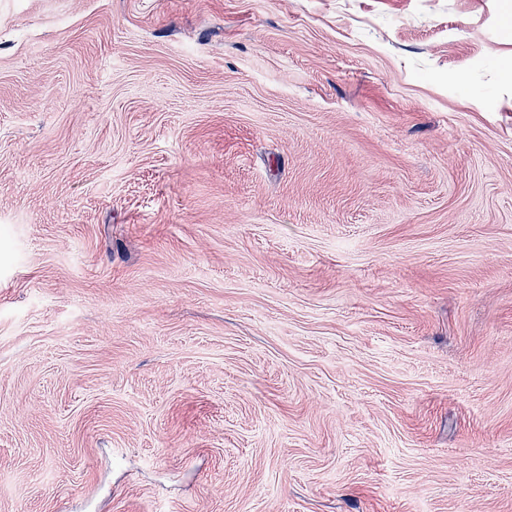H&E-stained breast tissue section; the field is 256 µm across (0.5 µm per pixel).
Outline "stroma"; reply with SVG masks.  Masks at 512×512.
Returning <instances> with one entry per match:
<instances>
[{
    "label": "stroma",
    "instance_id": "obj_1",
    "mask_svg": "<svg viewBox=\"0 0 512 512\" xmlns=\"http://www.w3.org/2000/svg\"><path fill=\"white\" fill-rule=\"evenodd\" d=\"M512 0H0V512H512Z\"/></svg>",
    "mask_w": 512,
    "mask_h": 512
}]
</instances>
